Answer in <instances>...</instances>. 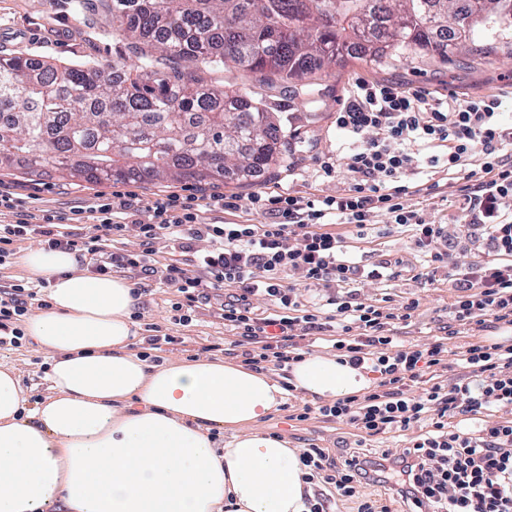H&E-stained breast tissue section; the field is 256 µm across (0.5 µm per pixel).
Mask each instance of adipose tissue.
<instances>
[{
	"label": "adipose tissue",
	"mask_w": 512,
	"mask_h": 512,
	"mask_svg": "<svg viewBox=\"0 0 512 512\" xmlns=\"http://www.w3.org/2000/svg\"><path fill=\"white\" fill-rule=\"evenodd\" d=\"M51 282L25 333L49 354V395L29 404L0 365V512H306L298 449L262 433L284 403L270 374L233 361L150 362L124 279L81 271L75 254L29 249ZM297 391L333 401L370 380L336 357L293 365Z\"/></svg>",
	"instance_id": "1"
}]
</instances>
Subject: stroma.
Returning <instances> with one entry per match:
<instances>
[{
  "label": "stroma",
  "instance_id": "obj_1",
  "mask_svg": "<svg viewBox=\"0 0 512 512\" xmlns=\"http://www.w3.org/2000/svg\"><path fill=\"white\" fill-rule=\"evenodd\" d=\"M8 55L52 64L109 62L120 56L127 63L135 61L126 40L113 34L108 13L98 6L76 11L72 0H0V56ZM210 78L219 84L245 88L255 100L280 113L292 136V153L287 161L266 173L235 174L214 185L191 181L157 183L145 179L87 182L63 177L50 167L29 175L2 169L0 192L20 199L33 224L41 223L45 213L68 215L91 205L96 198L105 199L116 192L134 195L143 204L171 194L192 195L204 202L216 195H236L241 199V209L206 210L202 213L204 220L261 224L265 217L252 210L253 195L289 192L317 198L347 189V173L322 177L317 169L319 160L346 153L348 149L346 136L336 128V112L358 81L420 87L461 100L498 94L502 97L503 112L512 114V37L495 43L476 35L473 51L456 52L445 63L422 65L399 60L384 68H373L356 59L331 63L315 76L308 95L301 91L299 84L288 82L272 88L258 78L234 70H218ZM385 223V217L374 218L364 238L355 240V254L366 264L384 257L395 261L398 276L392 285L393 299L418 303L399 334L410 343H420L437 334L439 327L447 323L453 290L443 271L438 272L435 281L417 280L419 258L413 242L408 234L386 232ZM136 309L141 313L142 327L153 326L179 339L178 344L163 346L158 351L162 362L185 359L204 345L232 340L221 321L203 310L190 325L177 324L169 295L153 289L142 293ZM0 361L15 368L27 396L42 400L49 395V382L41 372L50 363L48 354L28 343L19 349H0ZM262 428L287 440L289 447L303 449L315 444L338 457L356 446L363 452L378 454L389 448L400 450L408 444L404 432L392 431L361 441L350 425L318 419L292 421L284 408L267 417Z\"/></svg>",
  "mask_w": 512,
  "mask_h": 512
}]
</instances>
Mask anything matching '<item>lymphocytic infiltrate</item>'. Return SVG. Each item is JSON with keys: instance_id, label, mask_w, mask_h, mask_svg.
<instances>
[{"instance_id": "f902f5d3", "label": "lymphocytic infiltrate", "mask_w": 512, "mask_h": 512, "mask_svg": "<svg viewBox=\"0 0 512 512\" xmlns=\"http://www.w3.org/2000/svg\"><path fill=\"white\" fill-rule=\"evenodd\" d=\"M336 127L357 144L344 157L350 183L323 198L255 195L262 224L205 223L193 197L147 205L106 199L90 205L93 233L44 216L0 224V265L19 240L62 250L91 272L148 279L174 296L190 321L200 306L234 331L245 365L277 370L301 361L311 345L361 369L372 381L359 396L293 404V420L345 423L362 437L418 428L403 452L372 458L352 451L343 460L311 446L300 459L314 489L309 512H328L332 497L357 512H389L369 487L390 483L409 512H512V344L477 339L452 349L444 336L408 344L397 336L416 302L384 305L362 297L365 285L389 290L397 273L389 259L362 264L329 220L364 234L371 218L410 235L429 268L447 269L455 291L449 314L466 331L512 328V119L494 95L464 102L421 88L362 81L336 113ZM444 174L458 216L426 219L410 202L420 168ZM136 227L139 244L121 240ZM481 250L457 251L459 240ZM166 241L175 258L159 259ZM337 289L327 308L306 304L301 286ZM48 279L0 284V346L23 345L19 323L46 308ZM265 309H256L255 300Z\"/></svg>"}]
</instances>
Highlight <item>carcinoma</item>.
<instances>
[{"label": "carcinoma", "instance_id": "obj_1", "mask_svg": "<svg viewBox=\"0 0 512 512\" xmlns=\"http://www.w3.org/2000/svg\"><path fill=\"white\" fill-rule=\"evenodd\" d=\"M484 0H100L130 41L131 69L0 57V166L52 165L69 178L197 183L271 168L288 134L208 67L299 80L336 58L448 61L483 27L512 29V8Z\"/></svg>", "mask_w": 512, "mask_h": 512}]
</instances>
